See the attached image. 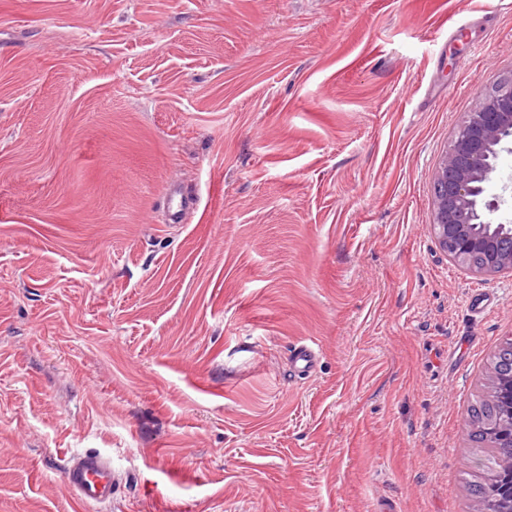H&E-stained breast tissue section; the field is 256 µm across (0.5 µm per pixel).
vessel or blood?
<instances>
[{
  "instance_id": "1",
  "label": "vessel or blood",
  "mask_w": 512,
  "mask_h": 512,
  "mask_svg": "<svg viewBox=\"0 0 512 512\" xmlns=\"http://www.w3.org/2000/svg\"><path fill=\"white\" fill-rule=\"evenodd\" d=\"M295 376L308 378L315 370L317 353L313 347L302 344L294 347L290 355ZM67 485L77 499L87 506L110 503L115 477L110 460L98 453H85L72 458L64 471Z\"/></svg>"
}]
</instances>
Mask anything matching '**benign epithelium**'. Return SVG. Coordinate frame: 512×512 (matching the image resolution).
Segmentation results:
<instances>
[{
    "mask_svg": "<svg viewBox=\"0 0 512 512\" xmlns=\"http://www.w3.org/2000/svg\"><path fill=\"white\" fill-rule=\"evenodd\" d=\"M512 153V81L503 82L479 112L468 114L459 128L452 153L462 165L440 168L443 189L437 200L433 228L448 257L466 260L480 254L485 265L476 270L482 275L510 270L512 257L501 259L493 233L512 236V225L499 223L495 232L476 229L492 226L488 215L498 210L497 199H487L486 183L495 171L501 153Z\"/></svg>",
    "mask_w": 512,
    "mask_h": 512,
    "instance_id": "1",
    "label": "benign epithelium"
}]
</instances>
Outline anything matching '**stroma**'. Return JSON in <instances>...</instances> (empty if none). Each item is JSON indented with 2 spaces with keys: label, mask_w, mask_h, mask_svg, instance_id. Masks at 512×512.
Wrapping results in <instances>:
<instances>
[{
  "label": "stroma",
  "mask_w": 512,
  "mask_h": 512,
  "mask_svg": "<svg viewBox=\"0 0 512 512\" xmlns=\"http://www.w3.org/2000/svg\"><path fill=\"white\" fill-rule=\"evenodd\" d=\"M511 79L512 0H0V512H476L512 272L432 186ZM290 363L294 376L307 379L316 368L317 353L306 344L295 346L291 351ZM64 479L84 505L99 506L112 501L115 482L112 463L99 453L72 458L65 468Z\"/></svg>",
  "instance_id": "1"
}]
</instances>
